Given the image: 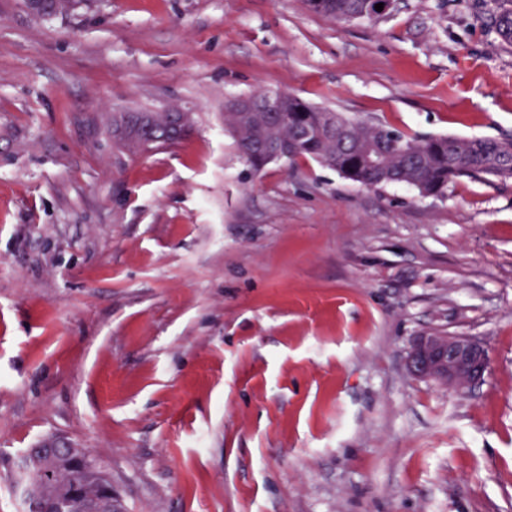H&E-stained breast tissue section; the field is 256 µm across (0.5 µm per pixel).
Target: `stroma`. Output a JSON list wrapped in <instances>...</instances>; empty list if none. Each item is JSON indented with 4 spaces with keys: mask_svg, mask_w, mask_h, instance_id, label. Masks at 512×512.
I'll return each instance as SVG.
<instances>
[{
    "mask_svg": "<svg viewBox=\"0 0 512 512\" xmlns=\"http://www.w3.org/2000/svg\"><path fill=\"white\" fill-rule=\"evenodd\" d=\"M494 0H0V512L22 449L82 448L127 512H512V178L442 197L313 159L251 174L259 88L409 136L512 138ZM193 114L121 148L117 112ZM483 339L461 395L415 336ZM372 0H305L307 7L326 18L339 22L371 19Z\"/></svg>",
    "mask_w": 512,
    "mask_h": 512,
    "instance_id": "1",
    "label": "stroma"
}]
</instances>
